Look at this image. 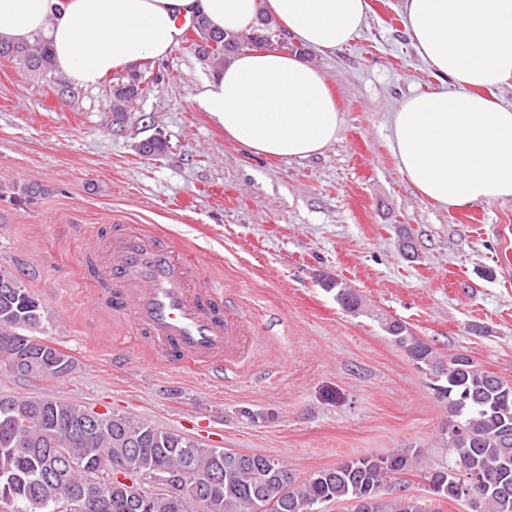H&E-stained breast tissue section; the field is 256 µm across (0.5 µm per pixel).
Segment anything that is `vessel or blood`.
<instances>
[{"label":"vessel or blood","instance_id":"1","mask_svg":"<svg viewBox=\"0 0 512 512\" xmlns=\"http://www.w3.org/2000/svg\"><path fill=\"white\" fill-rule=\"evenodd\" d=\"M88 262L101 275L98 305L117 320L132 318L147 350L223 379L242 331L215 285L200 280L193 258L164 236L129 226L94 242Z\"/></svg>","mask_w":512,"mask_h":512}]
</instances>
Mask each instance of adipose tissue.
I'll list each match as a JSON object with an SVG mask.
<instances>
[{"label": "adipose tissue", "instance_id": "adipose-tissue-1", "mask_svg": "<svg viewBox=\"0 0 512 512\" xmlns=\"http://www.w3.org/2000/svg\"><path fill=\"white\" fill-rule=\"evenodd\" d=\"M368 12V0H0V38L46 33L68 79L88 88L114 69L170 56L186 21L231 35L265 15L303 47L326 52L349 44ZM403 26L418 56L452 86L409 97L393 112L400 172L443 206L512 198V105L486 94L512 78V0H404ZM197 100L256 156L321 153L340 126L324 74L297 54L252 49L206 80Z\"/></svg>", "mask_w": 512, "mask_h": 512}]
</instances>
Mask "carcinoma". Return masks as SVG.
<instances>
[{
	"label": "carcinoma",
	"instance_id": "carcinoma-1",
	"mask_svg": "<svg viewBox=\"0 0 512 512\" xmlns=\"http://www.w3.org/2000/svg\"><path fill=\"white\" fill-rule=\"evenodd\" d=\"M194 36L218 39L217 45L196 44L198 54L214 66L250 44L264 48L288 44L285 31L262 20L248 33L226 38L203 20L193 22ZM13 55L37 69L49 70L55 58L48 42L14 45L0 41V56ZM154 81L132 73L112 95V112L151 92ZM166 141L153 136L139 151L160 155ZM0 339L12 336L17 346L0 343V361L12 373L52 378L69 374L71 357L38 340L47 315L39 299L14 273L0 269ZM327 291L348 312H357L362 300L354 289L332 278ZM382 328L423 370L432 372L436 395L448 403V463L426 476L432 498L424 502L395 490L394 474L421 466L419 448L346 460L296 481L278 458L261 455L255 461L228 465L222 448H203L198 442L134 417L111 413L89 436L70 432L86 408L53 398L10 395L18 412L0 414V501L17 512H56L61 501L78 498L84 512H313L316 506L349 501L351 512H440L432 503L455 502L467 472L484 477L470 500L469 512H512V383L479 368L466 353L437 360L433 348L393 319ZM130 472L163 471L183 475L180 485L164 493H144L141 508L133 506L128 488L112 480L116 466Z\"/></svg>",
	"mask_w": 512,
	"mask_h": 512
}]
</instances>
